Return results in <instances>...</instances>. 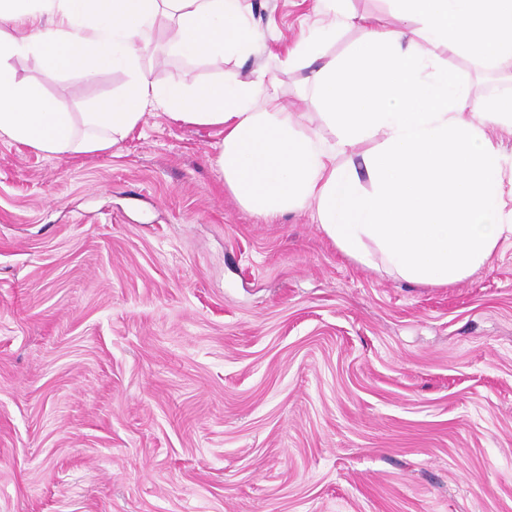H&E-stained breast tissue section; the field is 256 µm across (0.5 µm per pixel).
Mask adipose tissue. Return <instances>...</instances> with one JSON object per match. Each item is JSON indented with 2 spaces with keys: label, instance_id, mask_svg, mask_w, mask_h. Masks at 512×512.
Listing matches in <instances>:
<instances>
[{
  "label": "adipose tissue",
  "instance_id": "ef3b65f1",
  "mask_svg": "<svg viewBox=\"0 0 512 512\" xmlns=\"http://www.w3.org/2000/svg\"><path fill=\"white\" fill-rule=\"evenodd\" d=\"M394 2V29L342 15L341 25L361 30L342 57L321 59L336 33L330 25L310 31L282 61L315 66L314 101L335 136L326 145L281 112L266 71L162 86L142 67L141 42L165 26L174 29V54L252 53L257 33L232 0H0V137L48 157L101 153L161 110L215 129L216 165L255 214L307 207L363 265L413 283L460 281L512 237V153L500 144L512 139V97L474 98L453 72L431 66L428 48L445 42L464 56L512 62V0ZM14 18L29 20L24 36L2 28ZM16 56L61 74L118 69L127 89L95 111L70 112L39 85L17 80ZM372 138L377 148L356 169L348 151Z\"/></svg>",
  "mask_w": 512,
  "mask_h": 512
}]
</instances>
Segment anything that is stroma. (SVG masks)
Listing matches in <instances>:
<instances>
[{"instance_id":"35a3bbf8","label":"stroma","mask_w":512,"mask_h":512,"mask_svg":"<svg viewBox=\"0 0 512 512\" xmlns=\"http://www.w3.org/2000/svg\"><path fill=\"white\" fill-rule=\"evenodd\" d=\"M249 56L181 58L159 84L273 73L334 137L310 67L280 59L324 0H241ZM431 58L475 97L500 73ZM69 111L123 72L12 61ZM213 131L147 113L111 150L0 138V512H512V239L463 281L408 282L341 252L307 209L263 217Z\"/></svg>"}]
</instances>
